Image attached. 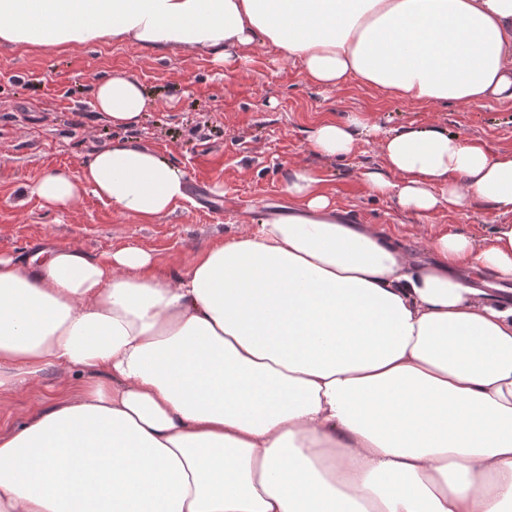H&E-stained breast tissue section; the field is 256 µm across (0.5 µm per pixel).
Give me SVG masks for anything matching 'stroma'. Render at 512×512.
Wrapping results in <instances>:
<instances>
[{
	"label": "stroma",
	"instance_id": "obj_1",
	"mask_svg": "<svg viewBox=\"0 0 512 512\" xmlns=\"http://www.w3.org/2000/svg\"><path fill=\"white\" fill-rule=\"evenodd\" d=\"M112 73L137 80L149 99L140 122L126 130L112 128L93 109L96 83ZM351 115L383 132L433 125L493 153L512 150V101L400 102L356 80L323 89L308 81L298 62L260 42L221 63L184 49L0 44V254L24 260L43 246L74 245L98 258L135 246L153 256L157 275L173 278L194 254L283 211L285 177L295 165L312 170L350 219L385 229L416 255L441 231L480 238L494 225L512 224L511 211L479 206L420 218L395 198L369 193L360 173L383 165L376 137L347 158L322 157L308 146L317 123ZM116 140L149 147L181 168L191 202L161 223L121 213L88 191L61 209L42 205L33 191L39 178L78 172L92 153ZM74 381L51 368L40 378L41 391L1 395L0 433L70 396Z\"/></svg>",
	"mask_w": 512,
	"mask_h": 512
}]
</instances>
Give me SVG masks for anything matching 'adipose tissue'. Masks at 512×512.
<instances>
[{
  "mask_svg": "<svg viewBox=\"0 0 512 512\" xmlns=\"http://www.w3.org/2000/svg\"><path fill=\"white\" fill-rule=\"evenodd\" d=\"M263 42L313 84L350 79L406 102L512 100V0H0V43L204 52ZM149 102L122 74L94 109L136 126ZM371 133L325 121L309 145L347 156ZM369 192L419 217L480 202L512 210V151L435 127L380 141ZM43 205L89 191L166 219L184 172L117 140L78 173L42 176ZM287 212L245 225L176 279L122 247L96 259L0 255V394L50 368L77 393L0 434V512H512V224L441 232L427 261L351 223L307 168Z\"/></svg>",
  "mask_w": 512,
  "mask_h": 512,
  "instance_id": "ef3b65f1",
  "label": "adipose tissue"
}]
</instances>
